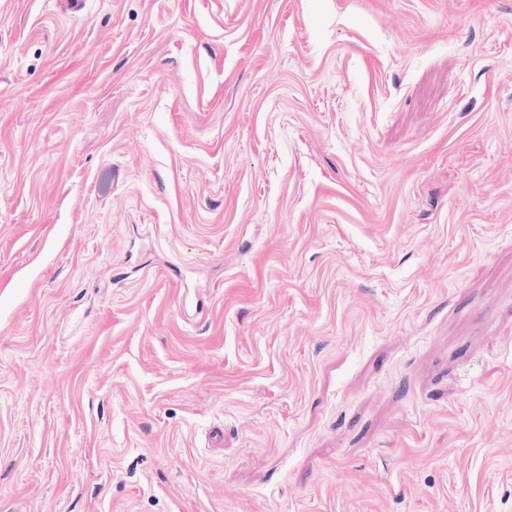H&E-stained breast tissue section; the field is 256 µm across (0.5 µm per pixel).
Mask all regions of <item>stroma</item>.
Wrapping results in <instances>:
<instances>
[{
  "label": "stroma",
  "mask_w": 512,
  "mask_h": 512,
  "mask_svg": "<svg viewBox=\"0 0 512 512\" xmlns=\"http://www.w3.org/2000/svg\"><path fill=\"white\" fill-rule=\"evenodd\" d=\"M0 512H512V0H0Z\"/></svg>",
  "instance_id": "stroma-1"
}]
</instances>
